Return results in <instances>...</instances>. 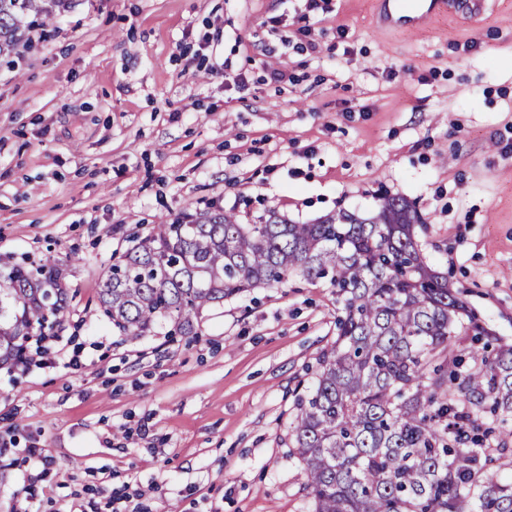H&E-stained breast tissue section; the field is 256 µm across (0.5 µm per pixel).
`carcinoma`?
Masks as SVG:
<instances>
[{
  "instance_id": "1",
  "label": "carcinoma",
  "mask_w": 512,
  "mask_h": 512,
  "mask_svg": "<svg viewBox=\"0 0 512 512\" xmlns=\"http://www.w3.org/2000/svg\"><path fill=\"white\" fill-rule=\"evenodd\" d=\"M62 0H0V56ZM403 197L374 213L258 224L204 211L154 225L104 275L103 315L138 339L188 333L204 308L292 277L332 289L336 339L293 420L313 512H512V345L432 269ZM65 269L0 268V367L67 306Z\"/></svg>"
}]
</instances>
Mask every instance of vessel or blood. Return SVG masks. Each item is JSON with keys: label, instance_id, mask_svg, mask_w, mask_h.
Returning <instances> with one entry per match:
<instances>
[{"label": "vessel or blood", "instance_id": "vessel-or-blood-1", "mask_svg": "<svg viewBox=\"0 0 512 512\" xmlns=\"http://www.w3.org/2000/svg\"><path fill=\"white\" fill-rule=\"evenodd\" d=\"M402 0H378V22L386 29L413 28L444 15L471 20L488 10L491 0H416L413 10H404Z\"/></svg>", "mask_w": 512, "mask_h": 512}]
</instances>
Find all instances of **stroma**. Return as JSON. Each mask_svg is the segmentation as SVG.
I'll list each match as a JSON object with an SVG mask.
<instances>
[{
    "label": "stroma",
    "instance_id": "stroma-1",
    "mask_svg": "<svg viewBox=\"0 0 512 512\" xmlns=\"http://www.w3.org/2000/svg\"><path fill=\"white\" fill-rule=\"evenodd\" d=\"M376 8L69 0L0 61V267L64 265L68 291L47 354L0 368V512H312L291 423L336 339L330 289L119 336L103 275L162 221L406 198L432 268L512 344V0L391 31Z\"/></svg>",
    "mask_w": 512,
    "mask_h": 512
}]
</instances>
